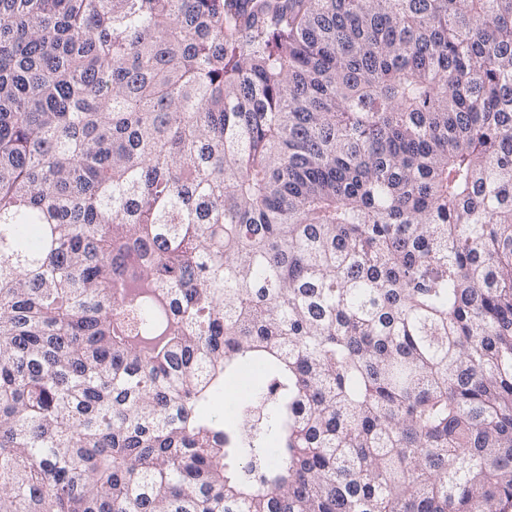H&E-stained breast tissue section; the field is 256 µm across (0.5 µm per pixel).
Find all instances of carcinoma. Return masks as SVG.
Segmentation results:
<instances>
[{"instance_id": "cac0c4a2", "label": "carcinoma", "mask_w": 512, "mask_h": 512, "mask_svg": "<svg viewBox=\"0 0 512 512\" xmlns=\"http://www.w3.org/2000/svg\"><path fill=\"white\" fill-rule=\"evenodd\" d=\"M0 512H512V0H0ZM252 371L251 378L243 389L238 390L233 387V384L238 381L239 376L246 372ZM264 381L263 371L259 368H243L237 376L232 379H229L225 382L224 391L219 396V405L222 409H224L225 415H230L232 412L229 411L231 406H236L239 398L244 396H249L252 394L254 389L259 387Z\"/></svg>"}]
</instances>
